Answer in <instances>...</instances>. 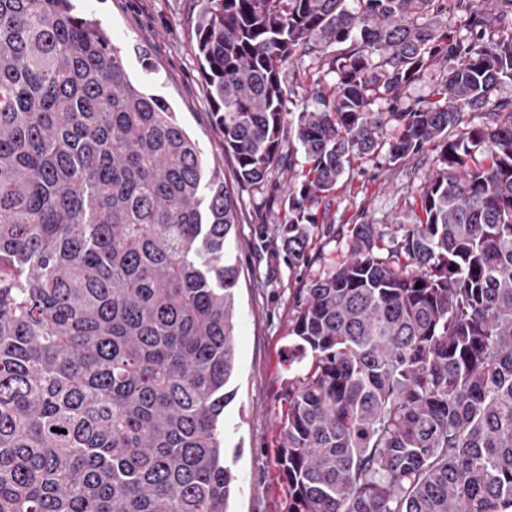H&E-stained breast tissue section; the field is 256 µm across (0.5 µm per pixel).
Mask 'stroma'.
Masks as SVG:
<instances>
[{"label":"stroma","instance_id":"obj_1","mask_svg":"<svg viewBox=\"0 0 512 512\" xmlns=\"http://www.w3.org/2000/svg\"><path fill=\"white\" fill-rule=\"evenodd\" d=\"M98 19L116 46L126 50L131 80L164 96L210 165L218 167L238 201V221L229 252L239 271L236 296V396L224 410V449L231 459L238 493L232 512H287L288 482L277 465L280 432L287 419L288 373L283 350L296 313L295 295L327 276L350 255L355 225L370 223L378 247L396 241V223L433 170L431 160L389 163L383 157L354 159L338 183L326 213L310 225L307 259L288 258L283 220L288 209L287 168L274 170L266 184L243 187L225 156L222 134L204 94L196 56L195 25L201 0H76ZM144 46L155 65L145 72L135 46ZM323 70L307 55L283 73L292 100L310 97Z\"/></svg>","mask_w":512,"mask_h":512}]
</instances>
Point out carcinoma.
<instances>
[{"mask_svg":"<svg viewBox=\"0 0 512 512\" xmlns=\"http://www.w3.org/2000/svg\"><path fill=\"white\" fill-rule=\"evenodd\" d=\"M202 2L238 182L295 172L293 259L352 158L436 152L389 257L358 224L300 289L288 512H512V0ZM310 53L335 78L293 111L283 71ZM236 218L98 20L0 0V512H229Z\"/></svg>","mask_w":512,"mask_h":512,"instance_id":"carcinoma-1","label":"carcinoma"}]
</instances>
